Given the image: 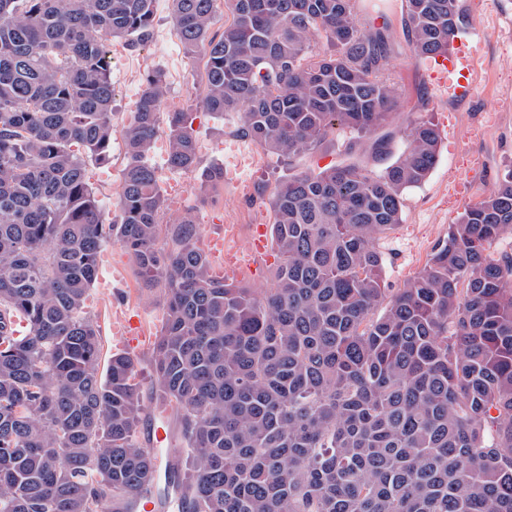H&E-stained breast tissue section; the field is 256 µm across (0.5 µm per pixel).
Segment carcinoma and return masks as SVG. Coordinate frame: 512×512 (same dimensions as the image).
I'll use <instances>...</instances> for the list:
<instances>
[{
  "mask_svg": "<svg viewBox=\"0 0 512 512\" xmlns=\"http://www.w3.org/2000/svg\"><path fill=\"white\" fill-rule=\"evenodd\" d=\"M153 2L0 0V512H129L154 480L136 362L100 370L83 312L109 241L164 288L152 390L176 407L182 512H512V253L493 249L512 233V170L402 287L376 247L439 156L425 115L396 148L398 35L416 59L448 52L462 0H401L379 26L355 0H172L207 111L237 113L236 132L288 165L347 130L379 166L256 197L279 255L269 288L214 278L189 210L158 247L160 125L169 167L199 165L189 113L162 110L163 72L123 131L115 216L87 179L110 158L108 46L146 47ZM202 179L204 203L224 167Z\"/></svg>",
  "mask_w": 512,
  "mask_h": 512,
  "instance_id": "carcinoma-1",
  "label": "carcinoma"
}]
</instances>
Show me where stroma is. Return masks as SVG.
Segmentation results:
<instances>
[{
  "label": "stroma",
  "instance_id": "1",
  "mask_svg": "<svg viewBox=\"0 0 512 512\" xmlns=\"http://www.w3.org/2000/svg\"><path fill=\"white\" fill-rule=\"evenodd\" d=\"M469 24L462 37L465 48H477L478 84L472 96L432 103L426 83V69L402 58L391 67L388 76L402 86L404 94L393 120L396 129H405L420 113H430L437 124L441 146L438 161L427 180L404 193L402 221L392 226L376 246L385 261L384 276L389 288L402 287L427 261L433 248L448 235V227L468 205L477 202L495 184L498 176L512 168V0H465ZM163 70L169 98L181 99L193 107V130L203 149L201 167L220 165L223 151L218 143L242 145L253 151L256 166L239 172L252 183L255 192H269L277 178L290 170L319 171L333 166L347 138L346 133L330 134L315 150L284 165L263 151L251 139L236 134L233 113L217 116L201 104L203 86L201 65L191 63L183 54L171 15V0H155V35L142 52H125L112 62L115 89L114 123L109 161L90 166L89 181L105 210H112L125 163L122 129L131 124L147 72ZM170 181L186 193L185 203L192 208L202 226L199 247H207L210 235L233 222L244 243H252L260 228L270 227L273 217L269 206L239 203L232 183H225L215 200L204 203L198 195L199 173L170 172ZM105 261L100 264L84 310L98 325L102 354L115 350L109 309L114 296L132 312L149 316L148 335L156 337L165 320V301L161 289L142 288L130 267L128 254L120 247L106 246Z\"/></svg>",
  "mask_w": 512,
  "mask_h": 512
}]
</instances>
